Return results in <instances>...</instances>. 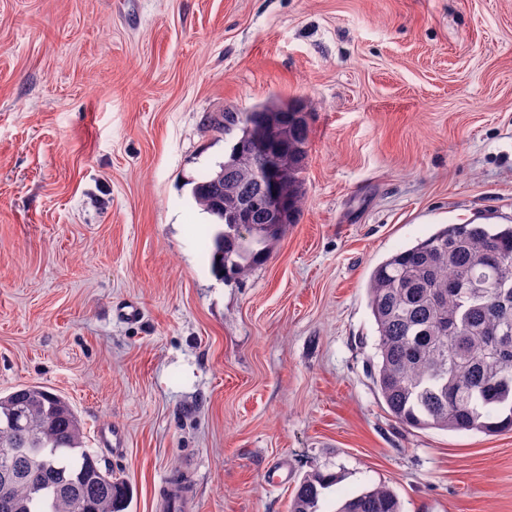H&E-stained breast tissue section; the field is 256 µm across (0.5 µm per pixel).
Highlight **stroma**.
Returning a JSON list of instances; mask_svg holds the SVG:
<instances>
[{"instance_id": "obj_1", "label": "stroma", "mask_w": 512, "mask_h": 512, "mask_svg": "<svg viewBox=\"0 0 512 512\" xmlns=\"http://www.w3.org/2000/svg\"><path fill=\"white\" fill-rule=\"evenodd\" d=\"M0 0V394H61L126 512H512V431L416 430L369 377L373 268L460 211L512 216V0ZM309 127L297 223L245 277L190 182L271 101ZM136 303L128 323L117 305ZM127 436L108 459L99 430ZM335 482V476L319 471L305 475L294 496L290 512H318L320 495ZM397 496L386 486H373L347 499L339 512H401Z\"/></svg>"}]
</instances>
